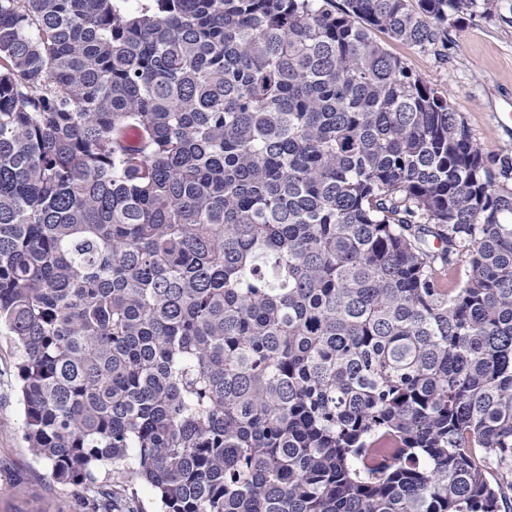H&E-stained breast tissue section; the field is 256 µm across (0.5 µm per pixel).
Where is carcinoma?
Returning a JSON list of instances; mask_svg holds the SVG:
<instances>
[{"mask_svg": "<svg viewBox=\"0 0 512 512\" xmlns=\"http://www.w3.org/2000/svg\"><path fill=\"white\" fill-rule=\"evenodd\" d=\"M454 15L512 0H0V335L59 483L501 512L512 190L371 37Z\"/></svg>", "mask_w": 512, "mask_h": 512, "instance_id": "carcinoma-1", "label": "carcinoma"}]
</instances>
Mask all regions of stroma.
Instances as JSON below:
<instances>
[{
  "label": "stroma",
  "instance_id": "1",
  "mask_svg": "<svg viewBox=\"0 0 512 512\" xmlns=\"http://www.w3.org/2000/svg\"><path fill=\"white\" fill-rule=\"evenodd\" d=\"M373 37L444 96L480 145L490 169L512 154V23L466 17L448 23L443 54L377 31ZM92 494L58 483L23 436L16 356L0 336V512H92Z\"/></svg>",
  "mask_w": 512,
  "mask_h": 512
}]
</instances>
